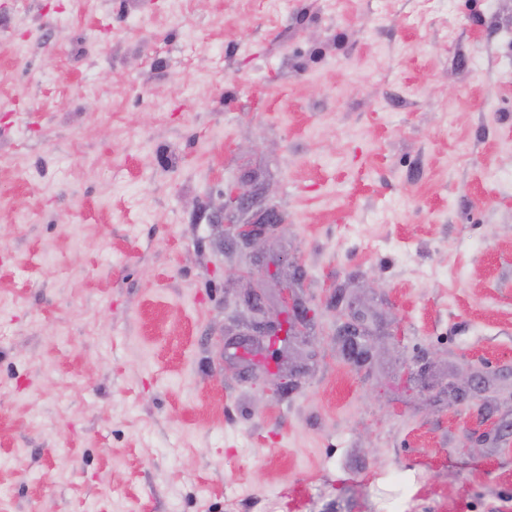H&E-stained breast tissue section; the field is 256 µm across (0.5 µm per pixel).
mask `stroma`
Returning <instances> with one entry per match:
<instances>
[{
	"instance_id": "stroma-1",
	"label": "stroma",
	"mask_w": 512,
	"mask_h": 512,
	"mask_svg": "<svg viewBox=\"0 0 512 512\" xmlns=\"http://www.w3.org/2000/svg\"><path fill=\"white\" fill-rule=\"evenodd\" d=\"M233 489L512 512V0H0V512Z\"/></svg>"
}]
</instances>
